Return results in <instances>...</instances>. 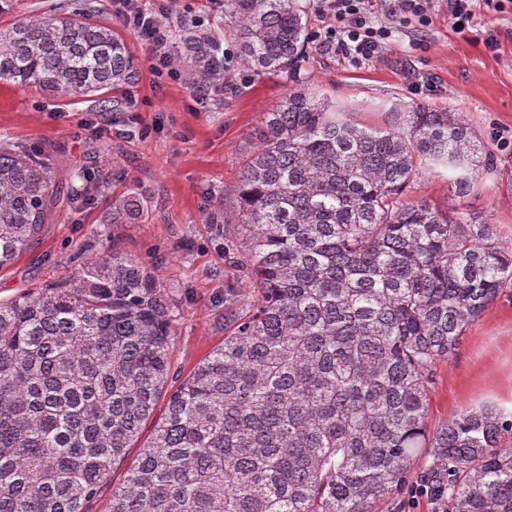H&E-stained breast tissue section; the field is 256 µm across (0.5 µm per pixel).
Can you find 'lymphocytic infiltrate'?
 <instances>
[{"label":"lymphocytic infiltrate","mask_w":512,"mask_h":512,"mask_svg":"<svg viewBox=\"0 0 512 512\" xmlns=\"http://www.w3.org/2000/svg\"><path fill=\"white\" fill-rule=\"evenodd\" d=\"M138 0H113L123 23L149 47L156 71L171 70L165 50L168 31L157 14L137 10ZM329 23L318 39L322 47L340 52L355 64L373 59L391 43L390 23L425 28L432 24L439 4H447L454 31L477 27L481 9L504 11L512 0H318Z\"/></svg>","instance_id":"obj_1"}]
</instances>
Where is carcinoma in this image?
Masks as SVG:
<instances>
[{
  "label": "carcinoma",
  "mask_w": 512,
  "mask_h": 512,
  "mask_svg": "<svg viewBox=\"0 0 512 512\" xmlns=\"http://www.w3.org/2000/svg\"><path fill=\"white\" fill-rule=\"evenodd\" d=\"M264 74L301 82L300 0H224V33L183 22L167 53L193 90L222 91L224 38ZM130 44L83 6L0 31V82L107 110L134 84ZM359 125L291 89L264 114L224 259V344L169 383L174 318L140 261L106 248L71 278L0 302V512H89L165 401L111 512H372L429 449L435 512H512V411L466 408L427 429L434 362L503 288L512 250L475 213L406 197L424 171L459 197L497 170L458 112L414 102ZM50 153L0 139V270L64 204ZM141 208L131 190L107 223Z\"/></svg>",
  "instance_id": "obj_1"
}]
</instances>
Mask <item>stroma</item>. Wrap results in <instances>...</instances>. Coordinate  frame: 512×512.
<instances>
[{"label":"stroma","mask_w":512,"mask_h":512,"mask_svg":"<svg viewBox=\"0 0 512 512\" xmlns=\"http://www.w3.org/2000/svg\"><path fill=\"white\" fill-rule=\"evenodd\" d=\"M0 30L57 7L88 5L120 31L138 57L137 79L116 110L95 102L67 106L43 93L0 82V136L55 152L61 183L84 171L88 195L76 208L60 207L33 247L0 271V300L65 280L93 252L115 245L142 261L166 286L175 320L172 373L185 377L224 341V290L237 288L242 304L256 292L246 272L224 260V236L235 225L208 221L215 209L231 210L241 172L264 112L293 83L287 74L237 67L224 75L222 100L196 104L184 79L155 72L148 49L115 20L111 0H12ZM164 23L206 16L223 22L211 0H142ZM483 27L456 33L446 11L425 31H397L389 50L355 66L342 54L312 43L301 68L305 86L329 104L353 112L361 123L382 126L386 114L413 102L459 112L498 155L496 174L476 195L459 198L443 177L420 174L408 198L440 209L478 213L512 248V13H484ZM494 36L495 48L485 44ZM425 85L417 93L415 85ZM136 190L140 213L125 224L105 223L113 203ZM485 402L512 410V286L504 288L464 331L456 349L433 366L429 429L458 411ZM428 462L417 457L405 486L374 503L373 512H433L419 494Z\"/></svg>","instance_id":"1"}]
</instances>
